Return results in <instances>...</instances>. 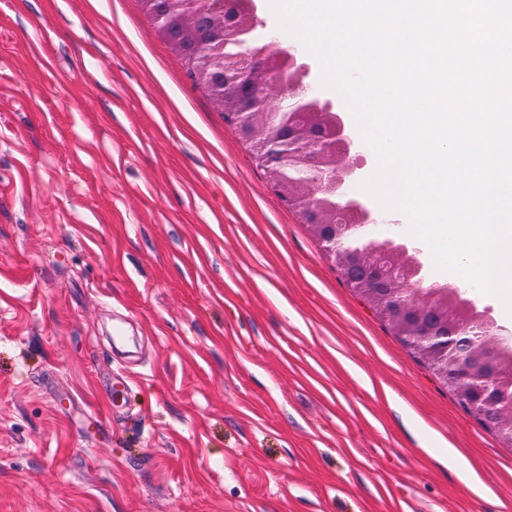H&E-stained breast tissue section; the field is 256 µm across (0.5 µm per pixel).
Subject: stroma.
<instances>
[{
  "label": "stroma",
  "mask_w": 512,
  "mask_h": 512,
  "mask_svg": "<svg viewBox=\"0 0 512 512\" xmlns=\"http://www.w3.org/2000/svg\"><path fill=\"white\" fill-rule=\"evenodd\" d=\"M0 512H512L141 0H0Z\"/></svg>",
  "instance_id": "stroma-1"
}]
</instances>
